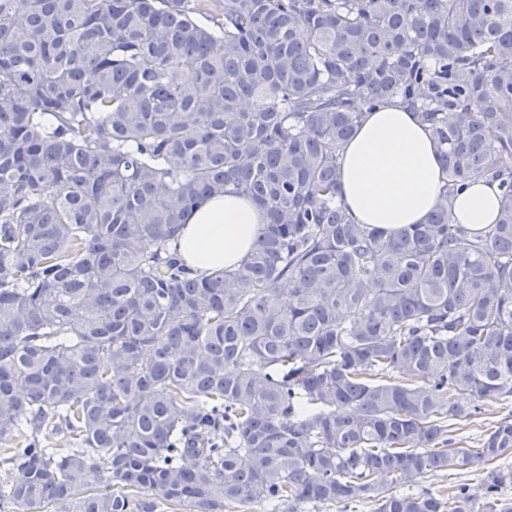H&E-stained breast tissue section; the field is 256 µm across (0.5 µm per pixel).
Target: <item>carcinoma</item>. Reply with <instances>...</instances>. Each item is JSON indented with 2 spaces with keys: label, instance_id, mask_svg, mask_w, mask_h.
<instances>
[{
  "label": "carcinoma",
  "instance_id": "1",
  "mask_svg": "<svg viewBox=\"0 0 512 512\" xmlns=\"http://www.w3.org/2000/svg\"><path fill=\"white\" fill-rule=\"evenodd\" d=\"M0 0V504L11 512H512V0ZM482 107L473 112L468 102ZM448 182L396 236L336 200L379 104ZM499 182V219L449 223ZM266 217L196 275L186 218ZM63 435L66 448H51ZM485 474L420 489L448 467ZM91 471L102 486L87 485ZM498 182L490 178L474 179L455 192L449 210L451 224H466L476 235L487 233L499 217ZM262 216L235 194L213 197L193 211L180 235V255L195 274L239 264L250 252ZM483 407V414L471 421H463L461 425L457 426L459 431L456 434L461 441V444L457 445L458 447L477 448L485 431L492 427L496 421L512 412V406L506 408L491 402H487Z\"/></svg>",
  "mask_w": 512,
  "mask_h": 512
}]
</instances>
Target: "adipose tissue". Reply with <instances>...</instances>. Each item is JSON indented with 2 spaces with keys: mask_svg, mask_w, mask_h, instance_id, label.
Here are the masks:
<instances>
[{
  "mask_svg": "<svg viewBox=\"0 0 512 512\" xmlns=\"http://www.w3.org/2000/svg\"><path fill=\"white\" fill-rule=\"evenodd\" d=\"M337 200L355 223L388 234L424 223L437 206L447 176L437 146L417 113L390 102L365 113L340 149ZM500 191L489 178L454 193L450 221L487 233L497 222ZM262 216L247 199L222 194L189 216L180 255L195 274L239 264L250 252Z\"/></svg>",
  "mask_w": 512,
  "mask_h": 512,
  "instance_id": "ef3b65f1",
  "label": "adipose tissue"
}]
</instances>
